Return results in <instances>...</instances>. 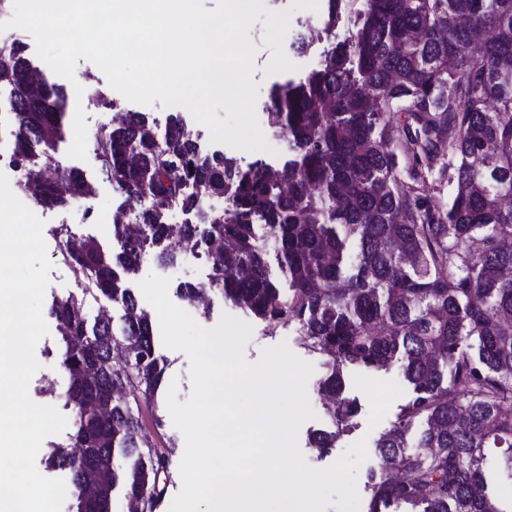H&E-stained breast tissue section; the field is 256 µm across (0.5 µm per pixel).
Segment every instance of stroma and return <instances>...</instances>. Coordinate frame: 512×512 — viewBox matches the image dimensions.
Masks as SVG:
<instances>
[{
	"mask_svg": "<svg viewBox=\"0 0 512 512\" xmlns=\"http://www.w3.org/2000/svg\"><path fill=\"white\" fill-rule=\"evenodd\" d=\"M264 3L271 11L288 13L289 29L286 37L290 40L294 39L297 32L303 30L306 24H321L327 6L326 0H264ZM264 33V25L259 21L255 22L249 31V37L257 48L253 59L252 79L259 86L257 100L261 103L266 101L272 86L286 84L288 80L319 68L323 52L322 44L311 45L305 54H290L292 69L271 73L268 72L267 66L272 50L264 45ZM75 79L83 88L80 103L87 125L86 157L82 160L69 157L68 150L74 139V131L69 128L65 131L64 143L60 144L51 158L41 159L40 164L57 170H80L86 176L91 189L87 193L72 198L65 207L53 210L39 208L35 211L36 216L42 220L43 230L47 234L45 246L48 259L52 264L45 289V294L49 297L69 292L77 294L81 291L73 272L56 254L55 242L50 236L51 230L57 225L66 224L80 235L93 236L102 243H110L109 222L119 199V194L112 183L99 173L100 162L95 144L97 132L111 126L114 112L102 105L93 91L97 88L101 89L109 98L116 101L121 99V95L109 85L104 73L89 60L78 59ZM255 115L258 123L264 126L263 133L269 144L268 150L248 152L228 146L224 149L225 155L236 159L237 163L243 167L258 160L272 165L283 162L290 152L287 137L266 127V115L263 110H256ZM94 214L101 216V223L91 222L90 217ZM152 273L168 278L170 302L185 310L188 309L189 304L177 294V286L182 283L198 286L205 284L209 269L206 263L186 254L181 255L176 263L164 264L149 251L141 257L136 273L128 278L127 287L138 289L140 282ZM226 315L247 322L252 327L251 338L242 353V359L246 364H256L264 349L284 343L296 357L312 365L313 373L307 381L306 391L315 416L299 425L296 431L297 446L308 465L321 469L339 460L355 443L364 442L366 458L358 468L357 482L361 485L365 484L368 473L379 466L374 442L391 428L396 420L399 405L408 395L400 369L394 367L376 373L354 372L349 375V394L359 400L361 411L353 420V431L338 442L331 455L321 457L312 451L309 437L312 431L325 428L328 423L326 411L316 391V382L325 372L323 357L308 352L293 329H272L267 322L226 304L223 295L217 291L211 292L208 308L193 312L192 317L202 328L212 330L218 327L223 316ZM46 325L48 333L38 341L35 347V357L40 367L29 381L28 392L34 402L59 408L63 415L69 418L73 415L72 410L65 405L69 378L60 367L56 356L52 354L58 336L56 322L50 318L47 319ZM157 412L163 418V426L159 429L149 428L148 434L151 441L163 443L168 447L171 459V479L157 512H170L171 502L182 487L179 465L185 450V440L169 418L165 400H158Z\"/></svg>",
	"mask_w": 512,
	"mask_h": 512,
	"instance_id": "obj_1",
	"label": "stroma"
}]
</instances>
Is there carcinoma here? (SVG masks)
Returning a JSON list of instances; mask_svg holds the SVG:
<instances>
[{
	"instance_id": "cac0c4a2",
	"label": "carcinoma",
	"mask_w": 512,
	"mask_h": 512,
	"mask_svg": "<svg viewBox=\"0 0 512 512\" xmlns=\"http://www.w3.org/2000/svg\"><path fill=\"white\" fill-rule=\"evenodd\" d=\"M339 0H328L321 67L274 87L268 123L288 136L280 165L246 170L203 151L179 115L159 130L127 112L95 140L100 170L119 192L104 245L66 225L52 230L81 293L55 297L57 358L69 374L96 371L66 405L80 458L55 448L69 470L73 512H92L82 471L104 468L106 502L121 491L156 512L170 478L168 449L142 435L166 363L152 322L121 275L153 248L164 263L208 246L207 287L271 327H292L325 357L318 392L332 427L310 444L328 456L353 427L351 372L401 369L408 397L375 443L368 512H504L488 497L486 451L512 466V0H362L354 31L336 41ZM0 142L26 172L20 191L54 209L90 190L78 171L45 176L38 158L64 141L66 90L49 82L25 46L0 60ZM409 122L398 123L394 113ZM228 207L206 213L203 199ZM150 205L134 209L143 199ZM179 205L195 224L166 223ZM275 243L279 274L260 242ZM121 306L119 322L88 315L89 301ZM130 390L135 403L124 397ZM106 408L99 416L87 404Z\"/></svg>"
}]
</instances>
